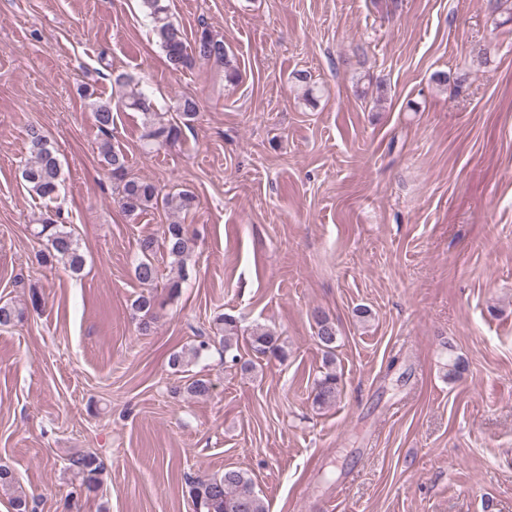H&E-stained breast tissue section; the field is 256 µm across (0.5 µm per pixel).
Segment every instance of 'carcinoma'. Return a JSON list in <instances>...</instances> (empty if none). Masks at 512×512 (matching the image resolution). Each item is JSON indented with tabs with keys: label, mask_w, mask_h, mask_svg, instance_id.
I'll use <instances>...</instances> for the list:
<instances>
[{
	"label": "carcinoma",
	"mask_w": 512,
	"mask_h": 512,
	"mask_svg": "<svg viewBox=\"0 0 512 512\" xmlns=\"http://www.w3.org/2000/svg\"><path fill=\"white\" fill-rule=\"evenodd\" d=\"M142 7L154 21V34L165 52L169 66L174 69L188 68L195 59H205L224 67L225 77L233 82L238 73L231 67L224 41L214 37L206 28L198 33L192 45H187L183 32L169 18L168 8L163 0H141ZM115 85L122 90L118 104L139 112L143 117L147 140L157 144L175 141L179 128L161 121L153 99L142 91H124L128 82L123 76L115 79ZM94 120L99 130L109 133L114 124L112 101L95 100L91 103ZM28 152L30 158L21 170V177L29 192L51 201L61 183V162L55 148L37 129L32 128L28 134ZM102 161L112 173L117 185L115 202L129 215L146 207L163 204L179 211H189L196 205L195 196L182 192L175 197L159 198L157 186L141 178L127 175V156L120 146L109 140L100 146ZM37 237L43 241V249L36 254L37 263L42 267L53 268L59 264L72 273L81 271L85 264L78 242L74 238L69 225L59 222V216L52 212L43 215ZM163 243L171 258L175 275L164 284L170 297L180 293L182 284L189 278L187 261L192 251L193 238L187 225L173 221L163 230ZM141 259L134 267L135 278L144 285H151L158 280V268L154 263L155 240L144 238L140 241ZM156 302L151 294L141 295L132 303L134 313L143 314L141 329L147 330L154 319ZM23 312L9 303L0 304V327L14 325L22 318ZM316 324V339L324 351V368L313 386V403L320 407H328L336 403L339 396L340 376L334 367L336 348V325L321 310L313 312ZM214 335L201 336L196 343L187 349L175 351L170 355V367L180 373L215 348L224 349V358L228 359L240 372H251L255 364L234 353L238 349L239 327L237 319L229 314L218 313L213 318ZM251 350L263 357H286L285 347L275 331L255 328L249 336ZM212 383L206 378H191L185 383L184 392L190 398H202L209 395ZM77 474L82 476V486L89 492L96 489L98 476L103 472L104 465L92 455L81 456L72 460ZM189 494L195 502L198 512H268L263 498L255 489L252 478L240 469L228 468L221 476L196 479L189 482Z\"/></svg>",
	"instance_id": "obj_1"
}]
</instances>
